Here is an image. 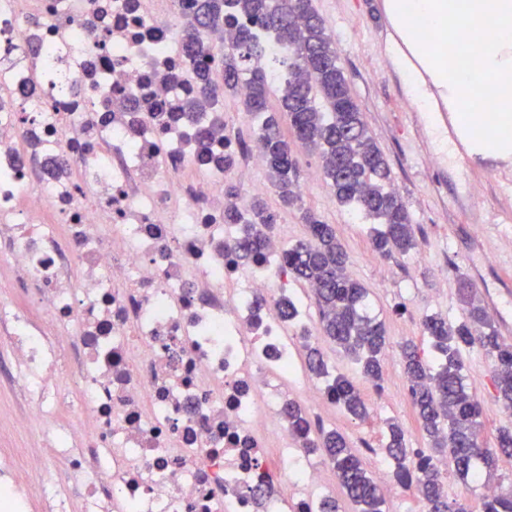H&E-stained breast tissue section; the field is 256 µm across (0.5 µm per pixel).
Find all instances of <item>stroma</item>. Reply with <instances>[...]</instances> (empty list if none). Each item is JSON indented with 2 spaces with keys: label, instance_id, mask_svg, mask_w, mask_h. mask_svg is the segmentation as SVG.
Instances as JSON below:
<instances>
[{
  "label": "stroma",
  "instance_id": "1",
  "mask_svg": "<svg viewBox=\"0 0 512 512\" xmlns=\"http://www.w3.org/2000/svg\"><path fill=\"white\" fill-rule=\"evenodd\" d=\"M313 3L336 39L350 91L393 171L394 187L412 216L419 250L387 259L374 253L368 225L355 223L337 204L320 159L307 150L299 152V182L307 187L300 208H281L275 193L264 194L265 203L280 218L272 231L280 246L306 238L302 210L314 211L335 227L348 253L347 272L368 289L372 311L385 322L389 337L383 361L385 394H375L368 382L360 384L369 408L365 418H353L334 405L316 407L310 415L321 426L342 433L352 448L366 443L378 451L385 444L388 423L396 421L406 431L408 447L423 450L428 442L414 419L399 345L412 341L424 359L434 360L421 321L430 314L445 316L452 323L461 318L460 280L470 277L472 263L488 264L484 278L489 288H496L500 279H512V249L503 244L504 234H512V223L500 221L501 209L512 204V196L504 188L505 178H512V166L506 168L488 158L440 169L429 159L417 158L405 125L411 106L400 99L398 81L382 62L383 21L375 12L374 0ZM468 181L473 184L472 207L466 210L457 206L455 199ZM477 210L483 214V223L473 221ZM462 358L482 407L480 439L485 447H494L498 429L512 426V414L505 412L496 398L491 359L477 349L464 351ZM9 361L8 347L0 342V454L19 450L34 458L44 444L45 428L37 422L24 433L14 431L12 421L26 411L27 403L20 385L4 375ZM444 477L450 501L464 505L467 512H482L485 486H512V457H501L495 472L476 481L461 478L451 467Z\"/></svg>",
  "mask_w": 512,
  "mask_h": 512
}]
</instances>
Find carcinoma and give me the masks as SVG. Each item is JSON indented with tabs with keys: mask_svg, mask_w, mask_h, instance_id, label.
Instances as JSON below:
<instances>
[{
	"mask_svg": "<svg viewBox=\"0 0 512 512\" xmlns=\"http://www.w3.org/2000/svg\"><path fill=\"white\" fill-rule=\"evenodd\" d=\"M221 35V59L201 54L197 32ZM183 49L196 75V89L179 106L182 113L210 112L211 122L196 134L198 158L212 160L208 145L224 126L215 112L224 92H247L241 103L253 121L256 143L264 156L271 185L285 208L296 205L299 160L293 149L301 144L319 155L337 202L353 217L370 225L373 250L382 257L397 251L407 254L416 247L412 216L393 187L391 169L369 134L363 114L351 95L339 64L336 40L312 0H193L192 13L183 30ZM278 94V111L286 116L292 139L284 137L280 123L269 113V97ZM301 219L308 238L280 252L282 272L312 287L319 315V332L361 374L381 380V357L386 350V329L370 313L367 288L347 274V254L333 225L306 210ZM277 215L261 201L251 204L248 217L234 207L224 211V223L242 224L243 235L234 252L243 266L260 263L272 240L268 231ZM463 319L455 324L440 315L422 320V329L436 354L423 359L418 347L401 346L405 373L417 421L430 441V453L407 447L402 427L387 426L384 453L393 462L399 481L415 487L428 512H452L442 472L431 460L445 456L459 476L479 478L473 462L491 471L496 452L512 456V427L498 429L496 448L480 441L482 410L464 373L461 351L478 348L493 361V382L498 401L512 411V344L495 326L485 306L467 281L461 282ZM309 369L329 378L332 402L351 416L362 419L367 407L353 382L343 375L330 376L321 350L306 344ZM288 426L303 447L321 452L336 474L345 495L357 512H384L380 486L363 468L345 438L334 430L312 435L302 409L290 402L284 408ZM483 512H512V489L498 490L484 498Z\"/></svg>",
	"mask_w": 512,
	"mask_h": 512,
	"instance_id": "1",
	"label": "carcinoma"
}]
</instances>
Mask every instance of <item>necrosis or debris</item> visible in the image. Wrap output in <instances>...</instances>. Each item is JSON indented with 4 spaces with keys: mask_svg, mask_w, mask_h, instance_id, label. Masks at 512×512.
Here are the masks:
<instances>
[{
    "mask_svg": "<svg viewBox=\"0 0 512 512\" xmlns=\"http://www.w3.org/2000/svg\"><path fill=\"white\" fill-rule=\"evenodd\" d=\"M188 11L0 0V255L26 291L0 330L16 428L67 461L22 480L32 460L0 456V512H317L331 487L282 414L312 325L281 317L275 256L234 261L206 115H161L195 88Z\"/></svg>",
    "mask_w": 512,
    "mask_h": 512,
    "instance_id": "4bbe7bcc",
    "label": "necrosis or debris"
}]
</instances>
